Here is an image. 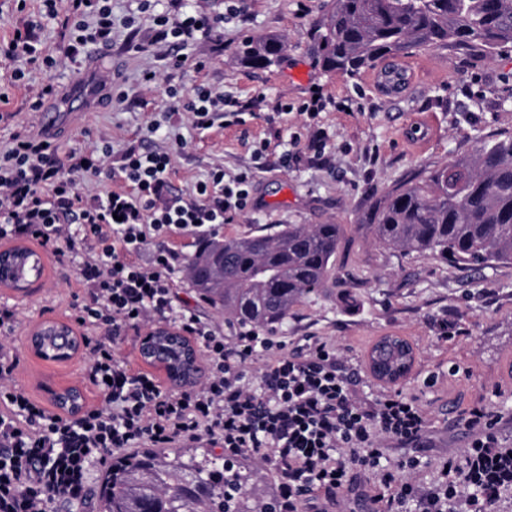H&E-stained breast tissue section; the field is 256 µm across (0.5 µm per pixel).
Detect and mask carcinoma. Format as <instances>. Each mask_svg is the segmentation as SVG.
<instances>
[{"instance_id": "carcinoma-1", "label": "carcinoma", "mask_w": 512, "mask_h": 512, "mask_svg": "<svg viewBox=\"0 0 512 512\" xmlns=\"http://www.w3.org/2000/svg\"><path fill=\"white\" fill-rule=\"evenodd\" d=\"M315 23L313 52L325 71L376 70L387 93L408 83L395 62L450 43L477 46L489 57L512 47V0H328ZM280 40L249 39L240 61H279ZM360 226L377 243L467 267L512 261V136L493 138L475 153L426 169L375 199ZM340 224H282L266 233L224 239V277L201 280L191 257L190 279L230 322L276 330L310 293L335 274ZM19 268L26 288L42 273L28 248ZM63 329L45 323L38 347L51 355L65 345ZM229 467L207 456L144 450L119 458L101 478L95 512H275L276 497L259 488L245 461Z\"/></svg>"}]
</instances>
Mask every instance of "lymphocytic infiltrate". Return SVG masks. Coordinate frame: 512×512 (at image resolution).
<instances>
[{
    "label": "lymphocytic infiltrate",
    "instance_id": "1",
    "mask_svg": "<svg viewBox=\"0 0 512 512\" xmlns=\"http://www.w3.org/2000/svg\"><path fill=\"white\" fill-rule=\"evenodd\" d=\"M153 18L151 53L181 66L179 53L224 25L223 15L180 10ZM21 23L0 42V57L16 62L9 85L52 64L40 32L55 22L69 61L88 46L112 40V0H43L36 14L15 0ZM287 112L282 102L257 98L243 105L233 96L195 89L169 109L190 113L209 129L245 124L256 110ZM171 153L128 147L119 177L125 186L86 195L81 178L99 177L102 157L60 156L51 142L17 132L0 146V240L29 238L59 256L81 257L80 281L89 298L80 308L89 351L86 378L103 404L64 417L39 407L13 379L15 356L0 354V512H53L58 500L84 504L90 471L112 452L149 442L167 448L209 437L225 462L251 458L274 475L280 495L276 512H331L365 482L369 512H505L512 503V441L492 408L471 409L463 424L470 439L457 456L417 479L419 457L392 460L388 442L420 448L429 428L422 405L402 393L360 398L343 374L334 346L317 336L285 343L242 328L226 341L194 310L182 306L173 278L178 254L158 250L150 264L132 260L150 240L173 229L231 224L252 203L256 173L266 166L257 150L250 167L212 168L192 198L173 194ZM94 255L84 256L87 240ZM160 317L192 336L207 353L208 379L199 388L168 392L150 374L130 373L105 342L128 328ZM258 371H250L252 362Z\"/></svg>",
    "mask_w": 512,
    "mask_h": 512
}]
</instances>
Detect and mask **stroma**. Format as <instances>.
I'll return each mask as SVG.
<instances>
[{
  "mask_svg": "<svg viewBox=\"0 0 512 512\" xmlns=\"http://www.w3.org/2000/svg\"><path fill=\"white\" fill-rule=\"evenodd\" d=\"M323 0H183L185 10H205L224 17L220 37L201 39L186 51L183 67L170 66L147 53L153 38L150 13L140 0H112L116 25L112 43L90 49L80 64L62 60L54 25H47L45 42L59 63L33 72L20 86L7 87L8 102H0V143L14 131L42 134L60 152L97 151L106 171H118L121 151L145 144L172 153L169 183L173 192L190 194L215 166L234 172L248 165L261 142L278 140L270 149L268 169L257 172L255 206L235 223L208 229L207 237L223 238L279 224H339L344 241L336 256V278L309 294L277 329L278 340L320 336L332 343L345 373L362 398L371 400L388 387L366 366V355L382 336H400L414 347L412 371L397 389L418 399L430 421L427 456L461 452L469 435L460 418L472 406L488 403L501 411L502 433L512 437V261L463 269L428 254H406L366 237L359 220L373 197L421 173L462 155L472 154L485 140L512 136V51L485 57L480 50L448 46L403 58L409 75L406 89L385 94L377 73L325 74L311 63V25L321 14ZM133 26H124L126 17ZM277 38L287 48L281 61L267 67L241 64L245 38ZM96 65L100 77H117L122 99H110L94 109L71 100L54 127H46L55 101L46 99L41 111L25 108L27 99L42 87L66 91L78 83L86 66ZM160 72L149 89L139 86L140 72ZM212 87L250 101L291 104L292 110L268 122L264 113L245 124L193 128L190 115L167 113L170 90L179 94L195 86ZM332 98L352 99L351 111L326 109L317 118L295 107L312 89ZM328 134L325 165L308 163L303 137L310 128ZM182 146H175V139ZM295 154L289 167L278 166L280 149ZM200 235L175 230L151 241L134 257L145 265L156 250L174 249L181 257L173 274L183 304L194 308L224 335L234 334L222 310L202 300L187 276L184 262L194 253ZM38 254L44 265L41 278L26 293L0 288V307L13 309L17 327L0 337V349L20 359L14 380L17 388L46 409L53 395L79 387L85 407L101 405L99 393L85 378L86 355L65 363L47 361L29 348L27 338L41 323L56 321L80 337L91 335L78 320L86 297L78 277L79 258L58 257L46 249ZM449 330H442L441 321ZM143 330L127 331L112 344L114 358L131 373L152 374L160 385L163 370L140 356Z\"/></svg>",
  "mask_w": 512,
  "mask_h": 512,
  "instance_id": "35a3bbf8",
  "label": "stroma"
}]
</instances>
